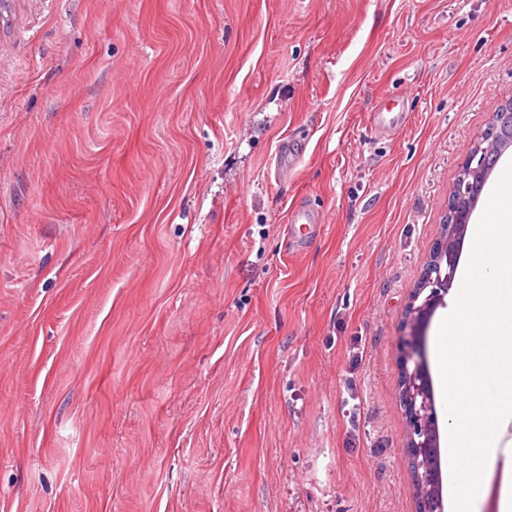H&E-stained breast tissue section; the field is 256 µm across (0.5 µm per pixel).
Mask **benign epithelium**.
Masks as SVG:
<instances>
[{"label": "benign epithelium", "instance_id": "obj_1", "mask_svg": "<svg viewBox=\"0 0 512 512\" xmlns=\"http://www.w3.org/2000/svg\"><path fill=\"white\" fill-rule=\"evenodd\" d=\"M476 155H467L464 166L468 175L461 177L448 196V230L441 232L432 258L423 269L407 309L410 334L405 338L401 353V393L407 422L405 451L419 483L416 498L419 512H444L439 489L437 468L430 456L438 447L435 429L434 401L425 371L422 351L418 348L421 325L431 312L444 301L452 287L456 272L457 251L452 248L457 235L465 234L483 185L478 167L485 166L496 144L480 138L472 145Z\"/></svg>", "mask_w": 512, "mask_h": 512}]
</instances>
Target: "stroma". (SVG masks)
<instances>
[{
    "mask_svg": "<svg viewBox=\"0 0 512 512\" xmlns=\"http://www.w3.org/2000/svg\"><path fill=\"white\" fill-rule=\"evenodd\" d=\"M511 99L512 0H0V512H418L405 313ZM303 155L301 144L292 140L283 141L275 156V173L278 176H286L297 166ZM321 222L318 213L307 205L296 204L289 211V227L295 233L301 246L306 245L313 235L319 231Z\"/></svg>",
    "mask_w": 512,
    "mask_h": 512,
    "instance_id": "obj_1",
    "label": "stroma"
}]
</instances>
